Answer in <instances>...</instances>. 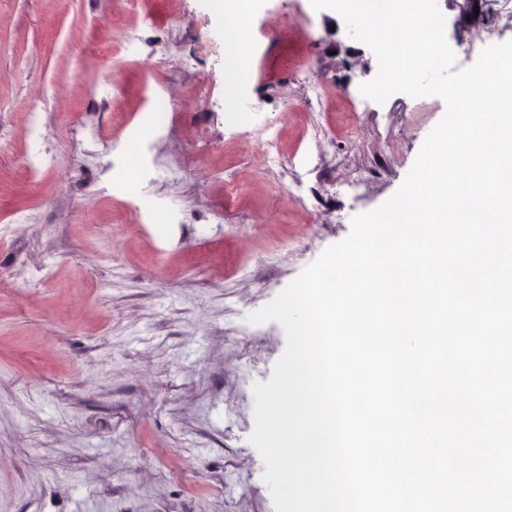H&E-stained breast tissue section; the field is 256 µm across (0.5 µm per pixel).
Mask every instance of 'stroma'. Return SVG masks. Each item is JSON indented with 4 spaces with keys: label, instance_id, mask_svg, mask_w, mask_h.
Here are the masks:
<instances>
[{
    "label": "stroma",
    "instance_id": "35a3bbf8",
    "mask_svg": "<svg viewBox=\"0 0 512 512\" xmlns=\"http://www.w3.org/2000/svg\"><path fill=\"white\" fill-rule=\"evenodd\" d=\"M438 5L458 67L512 40V0ZM225 39L211 0H0V512H275L252 385L286 336L246 317L446 105L365 98L375 54L309 0H253L229 105Z\"/></svg>",
    "mask_w": 512,
    "mask_h": 512
}]
</instances>
